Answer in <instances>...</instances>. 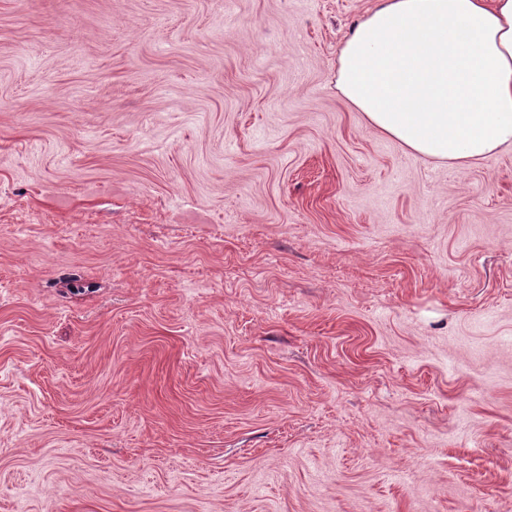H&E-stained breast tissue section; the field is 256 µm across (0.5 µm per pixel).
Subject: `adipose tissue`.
I'll return each mask as SVG.
<instances>
[{
	"label": "adipose tissue",
	"instance_id": "1",
	"mask_svg": "<svg viewBox=\"0 0 512 512\" xmlns=\"http://www.w3.org/2000/svg\"><path fill=\"white\" fill-rule=\"evenodd\" d=\"M336 88L406 149L465 169L512 146V0H375Z\"/></svg>",
	"mask_w": 512,
	"mask_h": 512
}]
</instances>
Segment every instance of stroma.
I'll return each mask as SVG.
<instances>
[{
	"label": "stroma",
	"instance_id": "obj_1",
	"mask_svg": "<svg viewBox=\"0 0 512 512\" xmlns=\"http://www.w3.org/2000/svg\"><path fill=\"white\" fill-rule=\"evenodd\" d=\"M374 0H0V512H512V149L336 89Z\"/></svg>",
	"mask_w": 512,
	"mask_h": 512
}]
</instances>
